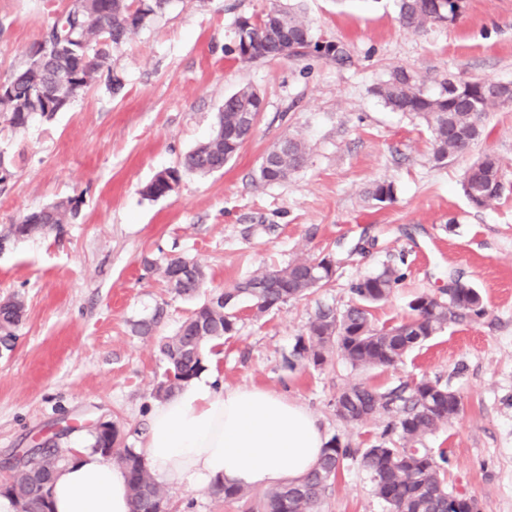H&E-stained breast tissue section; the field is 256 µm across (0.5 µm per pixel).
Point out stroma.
<instances>
[{"mask_svg": "<svg viewBox=\"0 0 512 512\" xmlns=\"http://www.w3.org/2000/svg\"><path fill=\"white\" fill-rule=\"evenodd\" d=\"M275 0H168L120 48L110 72L69 107L22 127L0 118V235L62 199L79 203L61 231L0 249V299L21 296L24 322L0 349V484L6 460L55 440L60 460L90 446L100 424L121 445L139 447L166 364L159 337L173 335L200 297L233 288L255 271L332 253V283L262 317L237 304V330L210 352L218 387L280 394L318 421L328 441L369 448L396 410L349 423L336 398L362 383L381 392L440 381L463 410L423 440L444 453L450 490L481 512H512V105L488 112L475 155L494 153L505 190L487 207L462 189L468 159L438 163L423 120L390 111L374 87L402 67L425 87L452 78L512 83V0H462L456 22L420 32L399 26L393 0H276L298 7L319 40L344 45L339 62L311 54L252 63L237 53L238 23ZM70 0H0V80L22 65ZM123 89L112 93L109 76ZM255 89L264 100L252 138L224 170L183 171L168 196L143 190L161 170L209 139L225 96ZM296 135L308 160L287 180L262 184L257 168L281 139ZM386 181L394 198L371 200ZM181 256L208 273L200 297L171 293L159 270ZM155 269H146V261ZM386 265L404 277L372 309L376 326L400 322L420 295L441 296L461 281L482 296L484 313L447 327L390 367L355 368L340 355L288 370V357L318 305L344 309L356 280ZM166 317L154 335L135 323L155 305ZM169 512H242L208 489L169 487ZM320 512H387L372 476L344 462Z\"/></svg>", "mask_w": 512, "mask_h": 512, "instance_id": "obj_1", "label": "stroma"}]
</instances>
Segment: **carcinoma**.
<instances>
[{
    "mask_svg": "<svg viewBox=\"0 0 512 512\" xmlns=\"http://www.w3.org/2000/svg\"><path fill=\"white\" fill-rule=\"evenodd\" d=\"M79 7L68 6L47 26L50 42L45 56L28 51L25 65L4 81L0 89V116L10 124L23 126L28 118L39 112L51 116L66 108L73 100L71 82L87 89L100 71L108 66L112 51L124 44L133 34L164 8L166 0H147L139 6L135 0H78ZM399 24L413 31L446 21L453 23L461 5L448 4L449 14L437 13L436 0H396ZM279 13L288 33L304 46L313 41L312 51L335 60L346 56L345 49L335 43L320 44L314 40L310 24L291 8L273 6L254 24L238 36V46L248 42L254 56L247 59L238 51L242 61L266 60V48L281 38L277 19ZM375 95L393 112L422 118L434 140L433 158L437 162L459 159L471 154L484 134L483 120L487 112L512 100V88H503L489 95L473 82L448 79L435 94L424 92L414 75L404 68L393 70L389 77L374 89ZM252 93L244 87L224 98V110L218 112L216 127L234 134L232 143L199 145L185 155L179 174L188 170L209 174L221 170L238 155L250 139L251 122L258 113L251 112ZM287 147L276 163L259 165L258 180L265 184L278 183L302 168L307 161V147L300 138H284ZM502 179L499 158L491 153L482 155L466 169L463 188L468 199L478 207L498 200V191H490L491 181ZM78 214L73 199L62 200L50 209L34 211L24 217V237L58 230ZM187 260L171 258L162 268L169 288L180 296L192 298L203 288L206 273L193 264L195 273L187 278H172V270ZM335 275V260L326 254L314 262L296 259L280 269L257 271L230 291H216L198 305L172 336L161 338L160 354L167 365L163 378L153 389V396L163 401L205 369L207 348L215 347L237 330L236 305L241 297L249 299L255 316L280 307L290 300L312 294L327 285ZM402 278L396 266L365 276L351 285V303L342 311L330 306H318L310 320L307 333L298 338L289 365L305 361L315 367L324 365L333 352H338L354 367L393 366L412 349L435 336L457 315L479 316L483 313L482 296L472 285L456 283L445 291V297L420 296L409 304L407 320L390 327L377 328L371 321V308L383 301ZM24 312L15 304L0 305V346L8 350L16 340V332ZM161 305L134 324L136 333L149 336L163 320ZM337 400L346 409L342 419L358 422L369 412L388 409L399 404V416L392 429L399 432L404 444L400 448H366L358 452L338 443L327 444L314 469L299 483L284 485L268 491L258 502L246 489L226 486L217 480L211 494L228 502H238L247 512H319V507L331 482L343 463L354 457L368 470L374 491L383 500L388 512H470L469 496L448 490L445 469L427 448L423 438L442 423L457 417L462 410L461 398L437 381L422 379L390 392H378L363 384H354L342 391ZM107 438L95 433L91 448L113 460L122 470L129 490L131 512H166L167 502L151 476L143 455L134 448H117ZM59 460L51 448L42 450L29 464L12 470V480L0 487V495L14 505H23L26 512H51L50 487Z\"/></svg>",
    "mask_w": 512,
    "mask_h": 512,
    "instance_id": "cac0c4a2",
    "label": "carcinoma"
}]
</instances>
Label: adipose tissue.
Returning <instances> with one entry per match:
<instances>
[{
  "instance_id": "obj_1",
  "label": "adipose tissue",
  "mask_w": 512,
  "mask_h": 512,
  "mask_svg": "<svg viewBox=\"0 0 512 512\" xmlns=\"http://www.w3.org/2000/svg\"><path fill=\"white\" fill-rule=\"evenodd\" d=\"M325 444L303 407L269 390L218 389L198 377L154 407L143 448L158 483L259 488L300 481ZM51 501L53 512H130L122 472L83 447L57 470Z\"/></svg>"
}]
</instances>
